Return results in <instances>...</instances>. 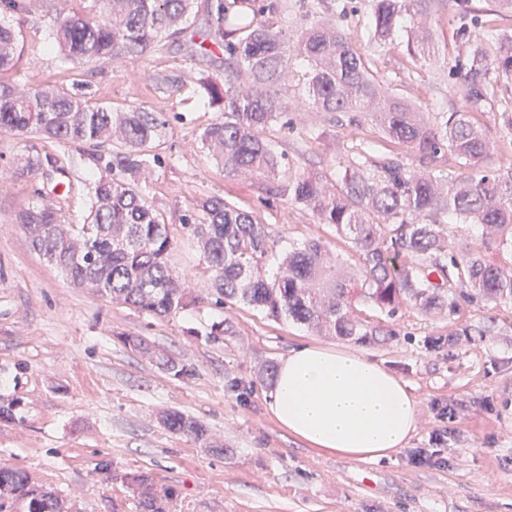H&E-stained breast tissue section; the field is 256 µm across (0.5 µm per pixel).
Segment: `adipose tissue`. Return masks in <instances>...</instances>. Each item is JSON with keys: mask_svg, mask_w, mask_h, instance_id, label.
<instances>
[{"mask_svg": "<svg viewBox=\"0 0 512 512\" xmlns=\"http://www.w3.org/2000/svg\"><path fill=\"white\" fill-rule=\"evenodd\" d=\"M268 408L308 445L361 461L389 457L417 427L405 382L364 355L317 345L281 362Z\"/></svg>", "mask_w": 512, "mask_h": 512, "instance_id": "ef3b65f1", "label": "adipose tissue"}]
</instances>
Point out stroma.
<instances>
[{"mask_svg":"<svg viewBox=\"0 0 512 512\" xmlns=\"http://www.w3.org/2000/svg\"><path fill=\"white\" fill-rule=\"evenodd\" d=\"M60 3L30 0L31 11L20 21L19 70L0 80L23 94L79 81L94 102L166 115L161 161L145 169L141 184L171 226L176 244L168 264L175 275L199 288L210 283L207 264L181 224L187 210L210 197L257 215L277 255L317 240L351 258L350 243L334 226L318 223L269 181L225 174L202 147L200 136L217 114L194 90L200 59L174 44L144 60L59 65L44 39ZM461 15L458 0L434 14L422 7L413 14L409 36L433 47V60L396 43L367 54L381 84L430 117L462 103L449 72ZM288 68L293 78L272 87L283 114L271 137L291 171L323 174L332 190L338 163L364 148L420 167L414 149L384 137L366 118L351 123L305 105L296 75L307 63L292 56ZM159 74L178 82L160 90ZM472 119L483 135L484 166L512 167V138L501 130L499 109ZM316 128L325 137L315 138ZM34 145L64 167L61 186L38 173L18 175ZM92 151L86 144L44 143L34 133H0V401L17 404L16 421L0 422V460L60 492L68 512H141L132 481L139 474L165 493L166 512H512V302L464 301L453 316L409 304L387 321L362 305L363 319L386 321L395 337L385 345H358L240 304L219 307L209 299L165 318L101 299L74 288L31 248L17 222L43 201L57 206L64 223H83L99 176ZM224 320L232 334L209 339L211 325ZM131 337L186 366L187 376L158 369L128 345ZM303 344L367 355L405 381L417 401V429L406 447L367 462L288 434L268 412L272 382L265 369ZM445 405L454 407V416L440 418ZM171 408L203 424L225 452L165 429L157 415ZM437 431L445 435L438 462L414 465L411 449L429 447Z\"/></svg>","mask_w":512,"mask_h":512,"instance_id":"stroma-1","label":"stroma"}]
</instances>
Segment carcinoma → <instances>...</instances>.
Segmentation results:
<instances>
[{"label": "carcinoma", "instance_id": "cac0c4a2", "mask_svg": "<svg viewBox=\"0 0 512 512\" xmlns=\"http://www.w3.org/2000/svg\"><path fill=\"white\" fill-rule=\"evenodd\" d=\"M98 8H70L49 27L45 48L63 65L109 63L144 58L162 37L184 39L192 58L211 57V47L247 67L258 88L243 96L233 75L202 71L195 78L199 95L219 112L201 141L230 173L250 172L277 185L279 193L331 224L349 239L358 266L348 270L318 241L296 244L282 254L274 278L262 271L272 252L265 225L250 212L219 198L196 203L182 218L189 238L211 271V289L224 305L235 302L279 320L288 318L329 336L355 343L384 344L395 333L362 320L355 302L373 306L389 318L412 304L452 315L460 300L512 301V268L490 263L478 246L457 252L442 240L449 224H479L489 239L512 250V168L482 165L483 135L471 114L485 111L500 88L512 85V32L494 29L495 52L471 41L461 25L465 53L455 58L465 108L441 113L434 122L420 118L416 106L383 89L341 24L313 22L300 34L294 53L309 64L302 75L306 98L318 112L366 114L387 138L415 149L421 159L437 161L449 152L471 169L448 180L432 169L417 175L397 155L362 153L336 172V192L327 194L317 173H292L265 132L280 121L279 103L269 86L285 75L288 47L282 10L276 0H93ZM440 0H370V42L393 41L411 11ZM203 11L197 22V11ZM30 12L29 0H0V13ZM21 27L0 22V72L16 71L21 58ZM167 120L158 112L127 104H99L81 89L45 85L32 95H16L0 84V131L36 132L58 142L89 144L101 169L95 182L91 220L61 223L58 210L38 203L18 216L31 247L60 268L77 288L103 299L132 305L158 317H173L204 301L188 279L169 270L174 244L169 224L139 190L143 169L160 162L151 154ZM22 170L39 172L49 182L65 173L49 154L31 148ZM407 253L411 260L396 264ZM127 342L163 370L184 376L188 370L141 339ZM172 433L192 437L216 452L224 444L199 422L176 410L160 416ZM144 512H164L163 498L144 475L132 477ZM0 512H64L52 491L35 486L31 475L0 462Z\"/></svg>", "mask_w": 512, "mask_h": 512}]
</instances>
